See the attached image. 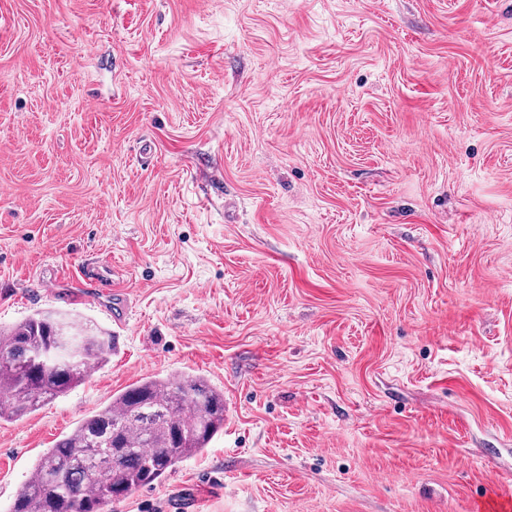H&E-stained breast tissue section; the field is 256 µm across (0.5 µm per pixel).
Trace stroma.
<instances>
[{"label": "stroma", "instance_id": "stroma-1", "mask_svg": "<svg viewBox=\"0 0 512 512\" xmlns=\"http://www.w3.org/2000/svg\"><path fill=\"white\" fill-rule=\"evenodd\" d=\"M44 310L116 347L0 422V512L185 373L223 431L107 512H512V0H0V327Z\"/></svg>", "mask_w": 512, "mask_h": 512}]
</instances>
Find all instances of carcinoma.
I'll use <instances>...</instances> for the list:
<instances>
[{"instance_id":"cac0c4a2","label":"carcinoma","mask_w":512,"mask_h":512,"mask_svg":"<svg viewBox=\"0 0 512 512\" xmlns=\"http://www.w3.org/2000/svg\"><path fill=\"white\" fill-rule=\"evenodd\" d=\"M112 350L109 333L52 312L0 330V422L65 395ZM224 412V391L200 376L143 378L43 453L12 512H105L113 492L151 486L208 448Z\"/></svg>"}]
</instances>
